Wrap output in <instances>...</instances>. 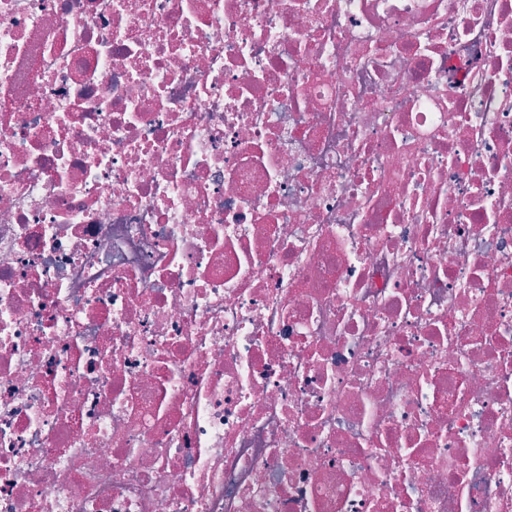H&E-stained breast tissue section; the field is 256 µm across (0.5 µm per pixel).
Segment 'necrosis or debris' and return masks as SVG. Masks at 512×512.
<instances>
[{"mask_svg":"<svg viewBox=\"0 0 512 512\" xmlns=\"http://www.w3.org/2000/svg\"><path fill=\"white\" fill-rule=\"evenodd\" d=\"M0 512H512V0H0Z\"/></svg>","mask_w":512,"mask_h":512,"instance_id":"4bbe7bcc","label":"necrosis or debris"}]
</instances>
